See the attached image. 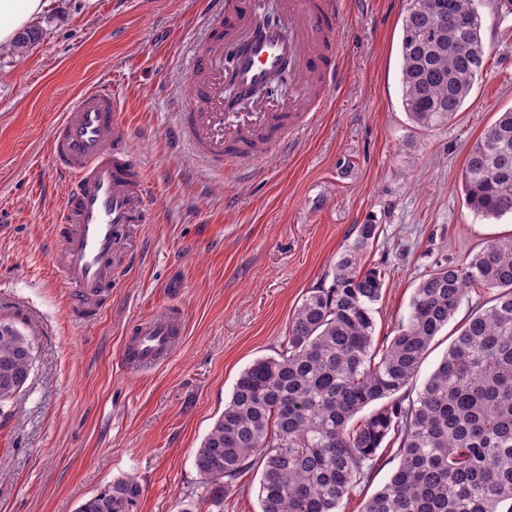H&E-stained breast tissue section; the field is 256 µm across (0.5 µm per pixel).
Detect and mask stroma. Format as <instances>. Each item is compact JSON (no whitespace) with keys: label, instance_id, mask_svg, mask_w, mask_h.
Instances as JSON below:
<instances>
[{"label":"stroma","instance_id":"1","mask_svg":"<svg viewBox=\"0 0 512 512\" xmlns=\"http://www.w3.org/2000/svg\"><path fill=\"white\" fill-rule=\"evenodd\" d=\"M481 0L483 74L459 112L421 130L402 106L406 0H343L336 37L345 80L324 112L260 164L210 173L177 147L179 90L209 0H49L24 53L0 47V321L33 347L13 416L0 425V512H77L113 480L136 478L138 512H261L259 473L242 474L223 509L205 500L194 456L240 372L282 351L295 308L330 284L359 225H376L361 265L385 272L377 342L405 322L420 278L438 257L462 258L512 235V214L484 218L466 204L465 159L499 113L512 109V14ZM108 82L144 163L156 221L133 242L140 256L97 320L68 315L52 265L65 194L48 157L55 123L76 96ZM470 289L436 336L417 394L472 310ZM184 320L158 369L127 373L129 327L157 310ZM381 461L340 512H363L398 460Z\"/></svg>","mask_w":512,"mask_h":512}]
</instances>
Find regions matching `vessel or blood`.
Wrapping results in <instances>:
<instances>
[{"instance_id":"vessel-or-blood-1","label":"vessel or blood","mask_w":512,"mask_h":512,"mask_svg":"<svg viewBox=\"0 0 512 512\" xmlns=\"http://www.w3.org/2000/svg\"><path fill=\"white\" fill-rule=\"evenodd\" d=\"M264 0H214L207 33L191 49L190 79L176 135L208 168L263 161L286 148L290 133L312 123L341 86L338 0H279L275 21L260 26ZM281 78L286 95L257 98L240 111L229 87L242 90ZM49 158L67 190L56 221L52 262L69 291L72 318L89 323L112 302V285L133 268L132 238L154 221L141 159L134 152L110 85L84 92L49 139ZM174 308L135 324L122 365L140 373L162 364L179 344Z\"/></svg>"}]
</instances>
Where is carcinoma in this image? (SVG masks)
I'll return each mask as SVG.
<instances>
[{
    "instance_id": "obj_1",
    "label": "carcinoma",
    "mask_w": 512,
    "mask_h": 512,
    "mask_svg": "<svg viewBox=\"0 0 512 512\" xmlns=\"http://www.w3.org/2000/svg\"><path fill=\"white\" fill-rule=\"evenodd\" d=\"M428 2L407 0L402 20V105L421 130L460 111L486 62L480 25L431 37ZM464 192L482 217L512 214V110L469 150ZM376 229L360 225L331 284L307 292L283 350L240 373L194 456L211 503L223 504L232 483L256 468L262 512H339L378 466L388 438L398 444L399 465L364 512H512V236L457 261L434 260L407 321L378 347L373 313L384 275L358 263ZM475 287L492 293L490 306L468 318L409 398L432 341ZM32 363L27 336L1 321V417L12 416ZM382 399L389 403L351 424ZM142 493L135 478H120L78 512H137Z\"/></svg>"
}]
</instances>
